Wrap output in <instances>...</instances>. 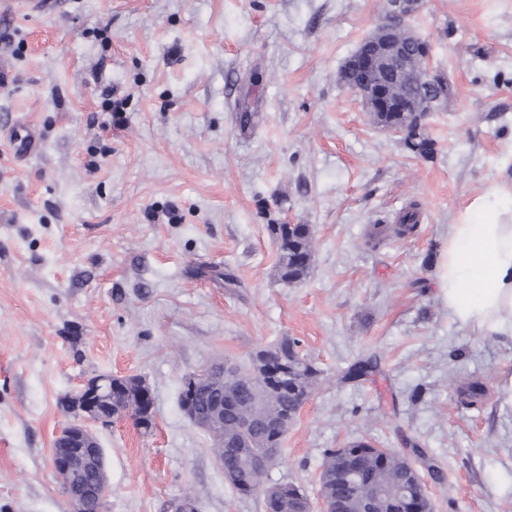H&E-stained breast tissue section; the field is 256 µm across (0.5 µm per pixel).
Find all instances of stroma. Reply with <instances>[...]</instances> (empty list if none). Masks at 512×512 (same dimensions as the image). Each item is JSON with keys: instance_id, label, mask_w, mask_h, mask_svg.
<instances>
[{"instance_id": "stroma-1", "label": "stroma", "mask_w": 512, "mask_h": 512, "mask_svg": "<svg viewBox=\"0 0 512 512\" xmlns=\"http://www.w3.org/2000/svg\"><path fill=\"white\" fill-rule=\"evenodd\" d=\"M17 2L0 0V126L36 128L42 150L20 160L0 140V512H70L58 400L101 374L145 379L155 416L146 435L93 425L104 512L185 496L265 512L225 482L179 393L285 338L321 375L269 482L313 498L327 450L415 445L436 512H512V341L473 334L435 285L449 226L512 178V0H422L411 17L451 91L424 121L429 160L339 79L387 0H54L33 16ZM413 200L416 232L368 246ZM283 222L312 233L290 285L268 231ZM471 378L488 395L468 408Z\"/></svg>"}]
</instances>
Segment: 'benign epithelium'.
Masks as SVG:
<instances>
[{"instance_id":"obj_1","label":"benign epithelium","mask_w":512,"mask_h":512,"mask_svg":"<svg viewBox=\"0 0 512 512\" xmlns=\"http://www.w3.org/2000/svg\"><path fill=\"white\" fill-rule=\"evenodd\" d=\"M419 4L420 0H389L386 16L358 46L353 64L365 71L366 78L355 93L368 112L433 111L431 107L423 108L419 100L410 96H403L394 104L389 93L380 85L383 77L406 81L411 74L412 55L431 59L430 47L409 26V19L418 10ZM238 385L240 380L234 365L207 366L185 378L181 389V410L193 425L211 433L218 447L234 448L239 459H247L253 466L265 470L272 459L252 456V445L242 442L238 433L260 426H279L283 421L282 416L248 413L241 406L226 405L219 399L207 410L195 406V396L201 388L211 386L229 395ZM118 387L116 377L96 375L86 379L78 391L64 398L65 412L73 421L57 435L51 463L62 482L71 512H87L88 499L92 495H105L108 492L106 461L88 424L108 426L118 418L109 402L112 391ZM226 410L236 416L237 430L234 432H224ZM387 456L388 449L372 444L366 448L336 449V457L344 462L348 471L347 480L353 488L337 497L334 507L331 506L327 490H322L318 495L320 512H434L425 482L410 459L407 465L412 483L386 497L371 491L369 486L359 481L358 475L366 465L381 466L387 462ZM91 467L95 471V483L89 485L84 474ZM284 506L288 507V512H314L310 498L295 486H275L265 491L266 512H282Z\"/></svg>"}]
</instances>
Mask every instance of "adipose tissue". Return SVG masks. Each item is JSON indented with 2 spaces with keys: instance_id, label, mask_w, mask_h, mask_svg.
I'll return each instance as SVG.
<instances>
[{
  "instance_id": "ef3b65f1",
  "label": "adipose tissue",
  "mask_w": 512,
  "mask_h": 512,
  "mask_svg": "<svg viewBox=\"0 0 512 512\" xmlns=\"http://www.w3.org/2000/svg\"><path fill=\"white\" fill-rule=\"evenodd\" d=\"M436 287L449 314L479 336L512 339V189L474 201L436 261Z\"/></svg>"
}]
</instances>
